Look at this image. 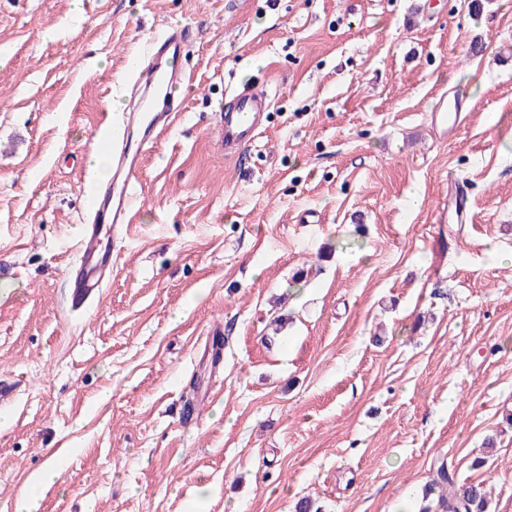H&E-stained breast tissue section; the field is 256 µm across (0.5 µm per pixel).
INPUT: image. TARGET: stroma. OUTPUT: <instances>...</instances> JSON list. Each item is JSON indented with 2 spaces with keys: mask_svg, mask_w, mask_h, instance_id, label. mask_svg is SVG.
<instances>
[{
  "mask_svg": "<svg viewBox=\"0 0 512 512\" xmlns=\"http://www.w3.org/2000/svg\"><path fill=\"white\" fill-rule=\"evenodd\" d=\"M173 26L192 82L70 310L95 134ZM246 83L274 105L229 163ZM1 373L0 512L49 448L40 512H436L442 465L512 512V0H0ZM229 98L217 122L222 130L217 144L225 159L239 161L258 138L259 130L272 108V96L249 84L234 89ZM462 112V107L456 103L448 108L447 95H442L433 110L432 120L436 126L443 127V133H452L463 121Z\"/></svg>",
  "mask_w": 512,
  "mask_h": 512,
  "instance_id": "obj_1",
  "label": "stroma"
}]
</instances>
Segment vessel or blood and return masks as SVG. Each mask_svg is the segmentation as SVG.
I'll use <instances>...</instances> for the list:
<instances>
[{
	"label": "vessel or blood",
	"mask_w": 512,
	"mask_h": 512,
	"mask_svg": "<svg viewBox=\"0 0 512 512\" xmlns=\"http://www.w3.org/2000/svg\"><path fill=\"white\" fill-rule=\"evenodd\" d=\"M187 33L173 28L153 42L129 72L125 90L133 103L97 141L112 161V179L101 183L86 174L87 218L80 226L78 258L66 274V287L75 309L99 301L112 275V243L130 238L137 199L131 181L142 166L149 146L168 130L175 118L174 90L187 83L183 47ZM272 107L269 92L253 85L234 89L218 125L222 135L218 148L225 159L240 160L255 143ZM461 106L449 105L440 97L432 120L451 133L462 123Z\"/></svg>",
	"instance_id": "b4317fda"
}]
</instances>
